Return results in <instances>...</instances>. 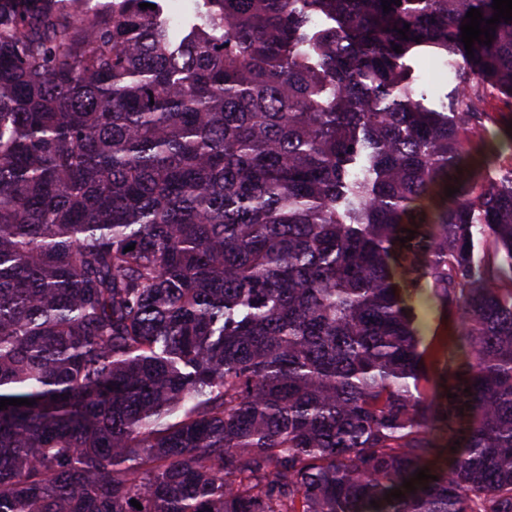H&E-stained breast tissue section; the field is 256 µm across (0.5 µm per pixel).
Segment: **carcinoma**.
<instances>
[{"label":"carcinoma","mask_w":512,"mask_h":512,"mask_svg":"<svg viewBox=\"0 0 512 512\" xmlns=\"http://www.w3.org/2000/svg\"><path fill=\"white\" fill-rule=\"evenodd\" d=\"M146 2L0 0V512H512V21ZM160 3L163 7L164 17L167 15L170 18L171 14L174 12L181 14L180 23L176 26H172L175 30H180L196 20V5H193L194 2L192 0H161ZM429 60V68L431 76L429 79L420 78L417 71L414 72L415 87L417 94L424 96L425 103L434 109H440L442 103L448 102L456 89V72L458 63L452 71H446L443 67L444 59L427 58ZM416 311L421 334L425 342L427 343L434 339L440 346L439 360L431 366L429 382L426 384V389L430 393L434 391L435 386L439 383L444 365L456 354L454 323L451 318L443 317L433 304L425 298L420 299L416 303Z\"/></svg>","instance_id":"obj_1"}]
</instances>
